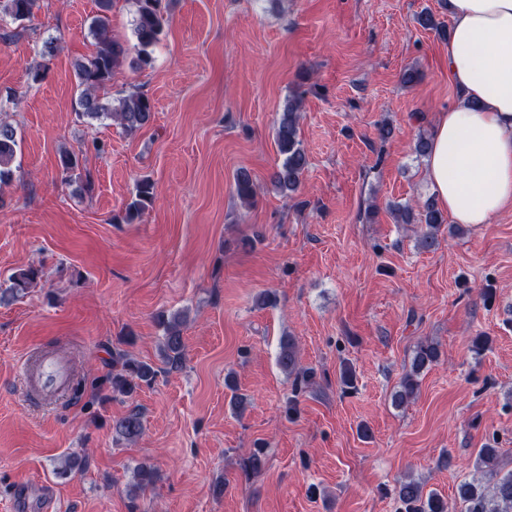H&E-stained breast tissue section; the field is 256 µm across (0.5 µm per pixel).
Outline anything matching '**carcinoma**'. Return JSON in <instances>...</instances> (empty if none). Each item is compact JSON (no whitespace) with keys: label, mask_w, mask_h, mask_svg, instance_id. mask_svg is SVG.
<instances>
[{"label":"carcinoma","mask_w":512,"mask_h":512,"mask_svg":"<svg viewBox=\"0 0 512 512\" xmlns=\"http://www.w3.org/2000/svg\"><path fill=\"white\" fill-rule=\"evenodd\" d=\"M114 0H98V11L91 17L89 33L93 38L90 55L75 64L74 73L78 89L75 112L78 117L89 121L111 120L125 131L136 132L148 126L153 118L151 100L137 92L129 93L112 104L107 99L106 88L112 77L124 63L135 69L143 68L152 61L153 49L160 42L165 25L162 0H136V11L132 23L133 45L113 39L110 33L111 11ZM37 0H0V22L22 24L34 17ZM298 102H288L277 123L275 136L281 164L271 176L273 186L292 193L297 190L301 177L308 166L307 153L298 135ZM19 147L17 129L10 123L0 120V185L14 178L15 162ZM237 197L245 204H253L257 187L251 176L241 171L235 180ZM154 198V184L149 179L137 185L135 198L127 205L124 221L133 223ZM421 222L425 230L419 238V246L425 251H433L439 246L438 235L443 226V215L432 201L424 204ZM41 269L29 266L20 269L10 277V284L0 288V303L9 302L28 294L31 286L41 277ZM185 318L179 314L158 316V325L163 331L161 356L166 370L178 371L183 367L185 355ZM439 347L431 340L419 341L400 387L392 395L397 407L406 403L418 391L419 376L424 369L438 362ZM278 365L281 370L294 377V391L300 393L309 387L314 373L299 368L297 349L292 338H284L280 343ZM158 370L147 362L133 358L123 350H112V371L102 380L99 391L101 400L114 396H131L143 386L151 385ZM112 431L120 439L136 442L143 433L140 412L133 408L126 415L112 421ZM266 466L265 448L259 445L240 463L241 474L250 480L258 476ZM474 471L482 476L480 480L462 482L457 491L460 512H512V471L502 473V460L499 449L491 446L480 448L474 461ZM157 479L155 470L139 465L134 472L133 487L143 491ZM396 498L397 512H449L448 502L436 493H424L416 482L400 485Z\"/></svg>","instance_id":"1"}]
</instances>
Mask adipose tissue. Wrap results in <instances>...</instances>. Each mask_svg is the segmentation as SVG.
I'll use <instances>...</instances> for the list:
<instances>
[{
	"mask_svg": "<svg viewBox=\"0 0 512 512\" xmlns=\"http://www.w3.org/2000/svg\"><path fill=\"white\" fill-rule=\"evenodd\" d=\"M448 78L462 98L438 113L428 178L459 224L512 209V0H448Z\"/></svg>",
	"mask_w": 512,
	"mask_h": 512,
	"instance_id": "obj_1",
	"label": "adipose tissue"
}]
</instances>
